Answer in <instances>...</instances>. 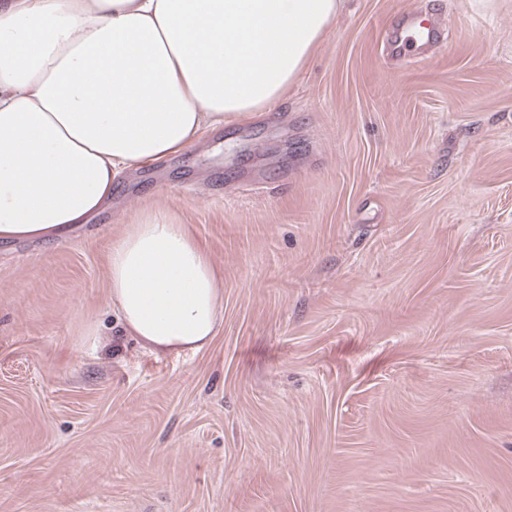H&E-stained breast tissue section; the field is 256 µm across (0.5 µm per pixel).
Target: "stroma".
I'll return each instance as SVG.
<instances>
[{"mask_svg": "<svg viewBox=\"0 0 512 512\" xmlns=\"http://www.w3.org/2000/svg\"><path fill=\"white\" fill-rule=\"evenodd\" d=\"M150 206L224 270L201 350L112 311ZM0 512H512V0H344L264 117L0 242ZM404 38L398 35H388L387 40L392 48V56L404 59L410 55H426L442 40L443 27L438 20L428 21L418 19L417 12L404 16Z\"/></svg>", "mask_w": 512, "mask_h": 512, "instance_id": "stroma-1", "label": "stroma"}]
</instances>
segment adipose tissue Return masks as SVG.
Segmentation results:
<instances>
[{"label": "adipose tissue", "instance_id": "adipose-tissue-1", "mask_svg": "<svg viewBox=\"0 0 512 512\" xmlns=\"http://www.w3.org/2000/svg\"><path fill=\"white\" fill-rule=\"evenodd\" d=\"M340 0H0V241H56L124 171L259 117L296 82ZM125 334L208 346L224 275L188 225L146 210L108 255Z\"/></svg>", "mask_w": 512, "mask_h": 512}]
</instances>
